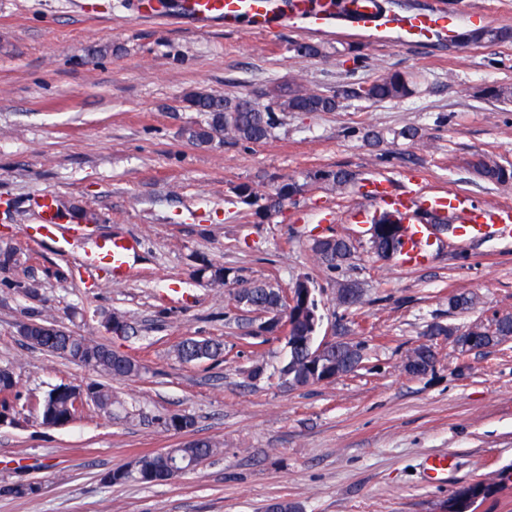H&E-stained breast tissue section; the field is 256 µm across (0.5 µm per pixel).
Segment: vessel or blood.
Segmentation results:
<instances>
[{"label": "vessel or blood", "instance_id": "1", "mask_svg": "<svg viewBox=\"0 0 512 512\" xmlns=\"http://www.w3.org/2000/svg\"><path fill=\"white\" fill-rule=\"evenodd\" d=\"M137 12L144 20L163 23L169 18L167 0H136ZM382 0H350L346 8H338L335 0H181L184 18L205 27L223 24L225 31L241 30L264 34L286 26L288 21H301L309 34L317 36L332 30L379 29L392 24L405 37L419 38L445 29V15L434 9H420L388 20L381 12ZM362 197L374 202V210L359 211L362 222H370L375 213L386 212L409 227L408 237L398 257L400 265L420 267L432 259L429 246L430 228L420 221L422 210L453 217L465 236L484 234L496 227L512 233V209L494 204H478L462 200L457 195H426L416 190L401 191L385 180H372L360 189ZM36 222L27 232L36 238L54 236L61 222V205L50 191L34 198ZM135 240L104 236L94 250L83 258L85 264L109 272L113 283L127 279L129 256Z\"/></svg>", "mask_w": 512, "mask_h": 512}]
</instances>
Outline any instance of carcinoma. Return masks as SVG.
I'll return each instance as SVG.
<instances>
[{
    "mask_svg": "<svg viewBox=\"0 0 512 512\" xmlns=\"http://www.w3.org/2000/svg\"><path fill=\"white\" fill-rule=\"evenodd\" d=\"M462 40L469 44L500 43L512 40L510 28L474 27L467 30ZM411 88L407 78L399 72L384 74L371 82L349 83L333 95L310 91L300 85L288 88L283 95L270 104L259 107L252 100L226 98L209 92H191L185 101L188 107L197 112L198 117L188 122L182 130L183 137L202 147L212 145H236L239 143H261L272 137L279 125V112H334L342 99H366L370 101L398 100L408 96ZM484 99L507 102L512 100V85L485 87L477 91ZM475 167L487 180L497 184L512 182V173L501 167L487 155L475 161ZM313 182H325L338 190L358 183L356 175L346 169L316 170L307 175ZM303 191V186L295 181L283 182L275 188V193L266 196L271 210L280 206ZM384 224L378 239L371 241V248L378 255L387 252L396 254L404 244L407 228L402 224L382 219ZM312 250L318 261L330 270H336L348 262L353 254L352 243L335 235L318 238ZM198 278L211 285L223 286L230 279H238L233 271L222 265L201 261L195 270ZM362 288L359 283L344 281L336 284V303L349 307L361 302ZM234 300H244L256 309L277 310L295 327L291 337L285 339L288 349L286 362L278 370V379L291 388L306 387L322 382L328 371L335 368L348 375L356 371L364 357L361 342H340L331 348L325 358L317 362L311 358L313 344L311 337L317 328L304 318H300L304 305H313L300 293L291 300L282 295L279 284L273 280L247 282L242 291L234 295ZM26 344L45 351L52 356L65 359L101 376L109 378H136L144 366L137 360L118 353L106 345L83 335L69 331L55 320L32 318L23 323ZM512 337V314L495 316L490 326L483 327L462 339L468 349H481L499 344L501 338ZM176 352L185 362L217 360L223 354L221 343L212 339L188 337L178 343ZM21 399L18 380L13 367L0 366V416H7L14 408V402ZM95 406L100 412L110 416L122 403L112 395V390L98 381H89L75 390L67 384L51 386L38 400V413L41 424L48 427H63L76 420L87 405ZM167 431L177 434L187 433L195 426L194 417L186 413H174L159 418ZM220 452V444L211 440L184 442L168 449V458L175 464V471L185 475ZM165 479L158 454L139 456L110 471L107 484H159Z\"/></svg>",
    "mask_w": 512,
    "mask_h": 512,
    "instance_id": "cac0c4a2",
    "label": "carcinoma"
}]
</instances>
